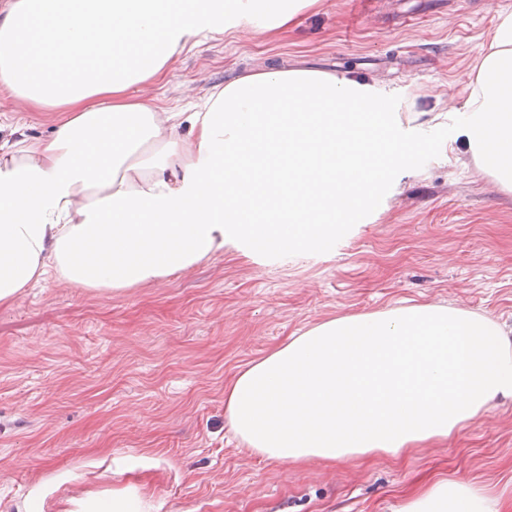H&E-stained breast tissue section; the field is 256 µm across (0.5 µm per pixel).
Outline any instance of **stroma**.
I'll return each instance as SVG.
<instances>
[{
    "mask_svg": "<svg viewBox=\"0 0 512 512\" xmlns=\"http://www.w3.org/2000/svg\"><path fill=\"white\" fill-rule=\"evenodd\" d=\"M512 0H326L276 39L219 36L154 83L184 112L268 67L380 81L417 112L471 67ZM403 192L325 254L233 248L109 296L52 280L0 306V512H100L113 493L152 512H398L427 485L512 490V403L400 458L288 465L224 423V389L323 319L435 302L512 325V196L425 128Z\"/></svg>",
    "mask_w": 512,
    "mask_h": 512,
    "instance_id": "35a3bbf8",
    "label": "stroma"
}]
</instances>
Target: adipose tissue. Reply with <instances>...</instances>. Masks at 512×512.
<instances>
[{
    "instance_id": "adipose-tissue-1",
    "label": "adipose tissue",
    "mask_w": 512,
    "mask_h": 512,
    "mask_svg": "<svg viewBox=\"0 0 512 512\" xmlns=\"http://www.w3.org/2000/svg\"><path fill=\"white\" fill-rule=\"evenodd\" d=\"M323 0H10L0 92L18 111L62 110L50 135L0 138V306L47 279L111 295L232 245L329 251L397 194L422 124L384 84L267 68L198 110L150 87L217 35H276ZM144 53L136 69L123 53ZM452 140L512 195V12L463 76ZM512 401V330L434 303L329 318L250 363L224 390L251 452L299 465L400 457ZM399 512H512V495L441 479Z\"/></svg>"
}]
</instances>
